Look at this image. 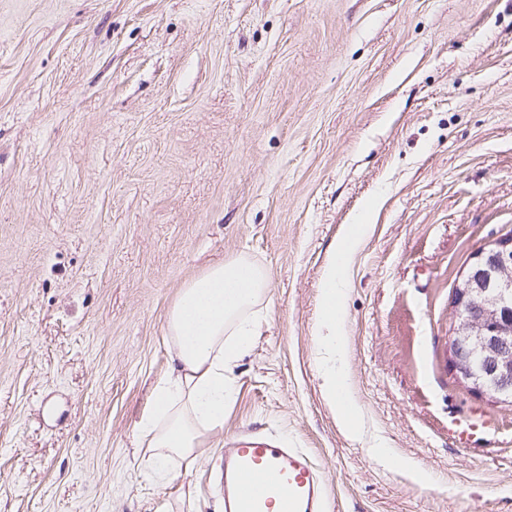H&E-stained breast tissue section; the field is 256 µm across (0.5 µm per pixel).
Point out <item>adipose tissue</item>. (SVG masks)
I'll return each mask as SVG.
<instances>
[{
  "mask_svg": "<svg viewBox=\"0 0 512 512\" xmlns=\"http://www.w3.org/2000/svg\"><path fill=\"white\" fill-rule=\"evenodd\" d=\"M364 231V225H351L336 242L321 281L327 333L319 343L327 356L320 366L325 392L346 424L356 408L346 376L336 366V355L343 350L336 322L350 255ZM270 281L266 268L239 256L211 266L181 288L165 323V339L173 349L169 375L156 389L152 410L139 421L149 450L144 466L152 478L165 479L171 457L191 455L205 434L223 427L224 405L234 393L224 370L250 350L257 327L254 309Z\"/></svg>",
  "mask_w": 512,
  "mask_h": 512,
  "instance_id": "obj_1",
  "label": "adipose tissue"
}]
</instances>
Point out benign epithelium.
I'll return each mask as SVG.
<instances>
[{
	"instance_id": "benign-epithelium-1",
	"label": "benign epithelium",
	"mask_w": 512,
	"mask_h": 512,
	"mask_svg": "<svg viewBox=\"0 0 512 512\" xmlns=\"http://www.w3.org/2000/svg\"><path fill=\"white\" fill-rule=\"evenodd\" d=\"M453 305L450 370L468 391L512 405V231L474 255Z\"/></svg>"
}]
</instances>
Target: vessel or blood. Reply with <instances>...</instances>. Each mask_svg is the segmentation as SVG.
Listing matches in <instances>:
<instances>
[{
    "instance_id": "b4317fda",
    "label": "vessel or blood",
    "mask_w": 512,
    "mask_h": 512,
    "mask_svg": "<svg viewBox=\"0 0 512 512\" xmlns=\"http://www.w3.org/2000/svg\"><path fill=\"white\" fill-rule=\"evenodd\" d=\"M224 512H330L322 475L302 449L243 438L224 453Z\"/></svg>"
}]
</instances>
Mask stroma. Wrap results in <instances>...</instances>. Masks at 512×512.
<instances>
[{
  "label": "stroma",
  "instance_id": "1",
  "mask_svg": "<svg viewBox=\"0 0 512 512\" xmlns=\"http://www.w3.org/2000/svg\"><path fill=\"white\" fill-rule=\"evenodd\" d=\"M362 222L351 432L320 282ZM511 230L512 0H0V512H221L242 434L306 450L333 512H512V406L448 367L453 286ZM241 254L254 346L156 482L167 314Z\"/></svg>",
  "mask_w": 512,
  "mask_h": 512
}]
</instances>
